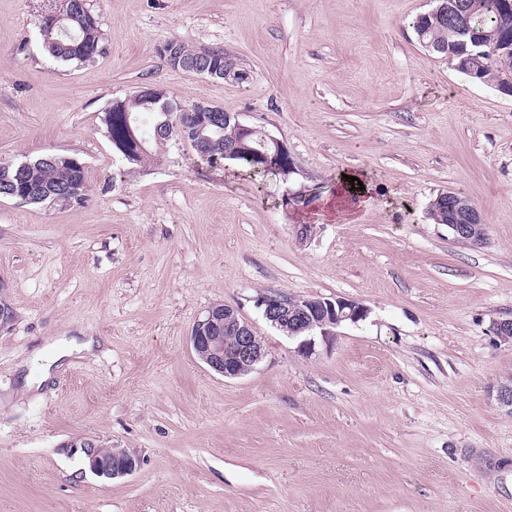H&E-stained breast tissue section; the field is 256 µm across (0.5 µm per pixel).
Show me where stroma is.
Returning a JSON list of instances; mask_svg holds the SVG:
<instances>
[{
	"label": "stroma",
	"mask_w": 512,
	"mask_h": 512,
	"mask_svg": "<svg viewBox=\"0 0 512 512\" xmlns=\"http://www.w3.org/2000/svg\"><path fill=\"white\" fill-rule=\"evenodd\" d=\"M104 52L55 61L49 0H0V163L70 154L80 204L0 199V512H512V94L461 77L409 26L430 0H88ZM223 50L236 77L169 67L167 42ZM145 87L223 108L283 141L289 179L257 183L169 142L117 164L102 123ZM353 174L371 200L340 202ZM481 212L474 246L434 223L443 189ZM267 289L368 309L305 356L255 305ZM263 336L227 379L192 354L215 304ZM93 336L24 392L46 341ZM140 465L103 480L72 446Z\"/></svg>",
	"instance_id": "obj_1"
}]
</instances>
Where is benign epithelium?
Segmentation results:
<instances>
[{"mask_svg": "<svg viewBox=\"0 0 512 512\" xmlns=\"http://www.w3.org/2000/svg\"><path fill=\"white\" fill-rule=\"evenodd\" d=\"M177 70L193 72L209 78L222 79L234 71L232 64H210L202 60H181ZM448 201L453 221L449 230L458 240H474L484 227V220L470 200L459 198L458 192L448 190ZM263 317L273 327L286 330L290 339L298 340V352L313 354L316 337L325 342L335 335L343 323H356L366 317L368 309L354 300L336 297L303 299L290 296L279 289H268L256 299ZM189 343L195 356L214 372L226 378L243 377L254 371L267 355L265 340L257 334L239 311L229 305H214L197 320L191 329ZM87 469L104 479H115L131 474L139 460L120 448H104L88 439L80 443Z\"/></svg>", "mask_w": 512, "mask_h": 512, "instance_id": "1", "label": "benign epithelium"}]
</instances>
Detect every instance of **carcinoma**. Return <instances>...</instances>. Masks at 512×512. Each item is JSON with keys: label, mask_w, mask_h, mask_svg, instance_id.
<instances>
[{"label": "carcinoma", "mask_w": 512, "mask_h": 512, "mask_svg": "<svg viewBox=\"0 0 512 512\" xmlns=\"http://www.w3.org/2000/svg\"><path fill=\"white\" fill-rule=\"evenodd\" d=\"M434 2L431 10L410 22L419 44L435 55L448 56V62L469 81L511 92L512 0ZM38 34L44 50L65 64L92 62L103 52V33L86 5H74L66 25L40 26ZM170 45L186 56L224 59L222 50L194 51L177 41ZM165 101V97L157 103L146 101L133 94L112 102L103 112L102 123L118 161L140 165L152 160L154 148L168 142L163 126L178 119L185 127L184 140L209 165L229 158L261 179L292 174L288 152L268 145L261 129L244 133L233 114L215 106L214 124L201 136L194 129L197 104L168 112L163 108ZM25 188L31 189V204L81 203L88 190L86 166L63 154L50 155L46 162L33 159L25 169L18 163L0 165V198L10 199L12 192ZM427 215L437 224L451 221L448 204L438 198L429 204Z\"/></svg>", "instance_id": "carcinoma-1"}]
</instances>
